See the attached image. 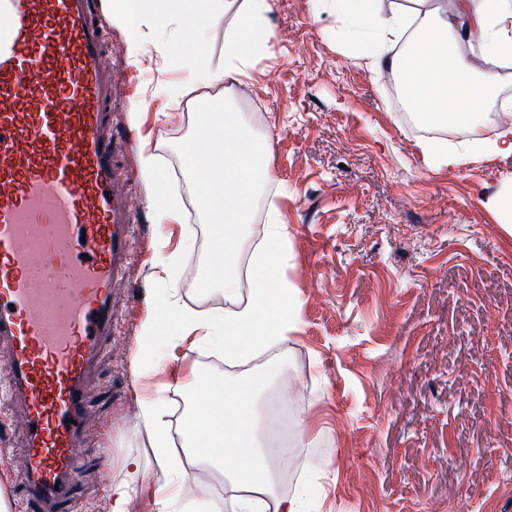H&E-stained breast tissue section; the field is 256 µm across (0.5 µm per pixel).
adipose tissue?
<instances>
[{
	"instance_id": "adipose-tissue-1",
	"label": "adipose tissue",
	"mask_w": 512,
	"mask_h": 512,
	"mask_svg": "<svg viewBox=\"0 0 512 512\" xmlns=\"http://www.w3.org/2000/svg\"><path fill=\"white\" fill-rule=\"evenodd\" d=\"M315 12L328 11L345 23L344 37L357 57L375 73L408 68L407 100L427 122L448 120L470 126L481 102L495 96L501 77L495 69L512 65V0H396L383 9L381 0H312ZM273 0H112V20L126 36L128 57L136 59L145 16L180 17L195 36L192 57H185L178 39H169L171 55L179 61L182 84L163 91L177 104L187 89L242 82L252 48L275 32L267 24ZM245 18V25L226 26L228 14ZM455 22H448V15ZM224 35V64L205 61V48L216 33ZM477 50L479 62L467 51ZM141 178L158 223L180 219L181 204L166 188V177L153 156L141 155ZM288 238L284 224L268 225L263 252L256 260L255 287L247 303L226 314L200 315L172 301L144 322L139 354L164 347L165 357L178 359L184 344L223 350L228 360L253 355L286 341L294 320L288 311L291 293L276 274L278 250ZM284 361L272 357L262 371L244 381L215 390L204 381L191 383L194 408L184 423L192 456L217 464L232 485L230 512H266L274 493L275 453L262 449L254 399L273 380L282 378ZM160 398L148 395L138 402L137 417L156 434V460L169 483L184 485L189 473L172 460L162 430Z\"/></svg>"
}]
</instances>
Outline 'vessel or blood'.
<instances>
[{
    "mask_svg": "<svg viewBox=\"0 0 512 512\" xmlns=\"http://www.w3.org/2000/svg\"><path fill=\"white\" fill-rule=\"evenodd\" d=\"M97 0H0V366L22 512H76L86 390L129 253Z\"/></svg>",
    "mask_w": 512,
    "mask_h": 512,
    "instance_id": "obj_1",
    "label": "vessel or blood"
}]
</instances>
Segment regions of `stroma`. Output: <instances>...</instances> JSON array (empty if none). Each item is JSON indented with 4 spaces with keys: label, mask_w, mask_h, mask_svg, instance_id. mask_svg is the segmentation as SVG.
<instances>
[{
    "label": "stroma",
    "mask_w": 512,
    "mask_h": 512,
    "mask_svg": "<svg viewBox=\"0 0 512 512\" xmlns=\"http://www.w3.org/2000/svg\"><path fill=\"white\" fill-rule=\"evenodd\" d=\"M268 21L276 36L253 55L246 91L198 88L170 108L157 90L184 72L163 47L164 23L145 20L140 55L113 98L114 132L132 141L116 164L133 240L113 289L112 342L88 391L80 512H112V491L125 485L127 512H157L164 478L136 418L140 397L167 383L157 392L161 417L182 456L190 397L173 376L220 389L263 366L264 351L228 362L186 347L165 370L138 374L133 357L158 297L203 316L242 307L273 218L288 227L278 267L298 319L275 347L285 375L257 411L267 416L284 391L304 423L290 442L289 491L307 486L310 512H512V216L487 205L512 190V155L464 151L512 117L494 99L481 125L430 134L427 122H409L393 76L376 78L337 40L335 15L313 14L310 0H275ZM223 97L268 140L274 176L240 245L231 300L194 292L206 247L197 206L157 224L139 173L141 154L153 155L170 190L187 197L176 145L192 131L196 104ZM427 137L447 147V162L421 163L414 144ZM172 253L178 270L167 282L153 260Z\"/></svg>",
    "instance_id": "35a3bbf8"
}]
</instances>
